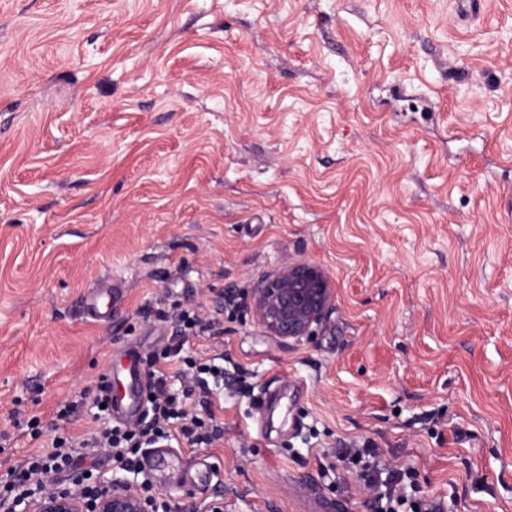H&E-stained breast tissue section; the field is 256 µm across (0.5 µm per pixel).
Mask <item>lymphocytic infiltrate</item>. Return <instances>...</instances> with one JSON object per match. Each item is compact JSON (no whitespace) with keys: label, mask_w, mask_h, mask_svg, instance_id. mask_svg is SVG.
<instances>
[{"label":"lymphocytic infiltrate","mask_w":512,"mask_h":512,"mask_svg":"<svg viewBox=\"0 0 512 512\" xmlns=\"http://www.w3.org/2000/svg\"><path fill=\"white\" fill-rule=\"evenodd\" d=\"M172 320L176 342L150 353L146 358L150 418L124 427H99L82 440L64 433L54 435L48 450L28 455L22 465L8 470L5 477L0 478V512H17L24 499L57 487V476L63 472H76L78 483L90 484L94 474L82 466L86 449L105 451L121 469L127 471L139 468L140 449L168 438L171 427H178L183 436L197 445L211 444L221 436V426L206 424L202 417L188 410L186 401L198 392L202 395L201 407L209 408V383L223 380V370L215 369L210 362L187 361L183 371V389L175 393L168 387L165 374L155 368L159 360L181 352V337L209 328L208 323L203 322L196 313L187 310L175 313ZM413 483L411 470L395 471L385 489L378 490L371 503L372 512H440L439 504L433 501L410 499L407 488Z\"/></svg>","instance_id":"obj_1"}]
</instances>
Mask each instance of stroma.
<instances>
[{"label": "stroma", "instance_id": "1", "mask_svg": "<svg viewBox=\"0 0 512 512\" xmlns=\"http://www.w3.org/2000/svg\"><path fill=\"white\" fill-rule=\"evenodd\" d=\"M290 258L333 281L314 336L217 307ZM178 307L215 327L157 367L223 356V434L98 476L368 512L356 445L444 512H512V0H0V472ZM112 298V284L106 281L97 283L84 295V313L96 322L112 320Z\"/></svg>", "mask_w": 512, "mask_h": 512}]
</instances>
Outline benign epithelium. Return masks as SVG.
I'll return each instance as SVG.
<instances>
[{"label": "benign epithelium", "mask_w": 512, "mask_h": 512, "mask_svg": "<svg viewBox=\"0 0 512 512\" xmlns=\"http://www.w3.org/2000/svg\"><path fill=\"white\" fill-rule=\"evenodd\" d=\"M333 298L329 274L319 264L290 258L267 274L245 300L258 325L270 336L299 340L310 336ZM98 492L79 486L52 489L25 503L24 512H155L156 498L119 478H101Z\"/></svg>", "instance_id": "7a95c632"}]
</instances>
